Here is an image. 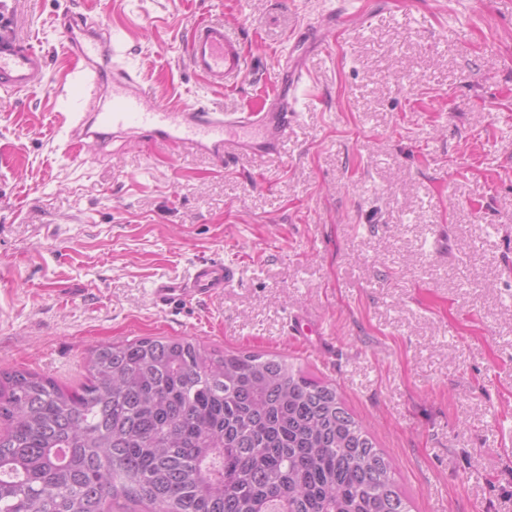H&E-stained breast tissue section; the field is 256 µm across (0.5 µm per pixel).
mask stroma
<instances>
[{
	"label": "stroma",
	"instance_id": "35a3bbf8",
	"mask_svg": "<svg viewBox=\"0 0 512 512\" xmlns=\"http://www.w3.org/2000/svg\"><path fill=\"white\" fill-rule=\"evenodd\" d=\"M70 0H6L46 55L0 95V370L62 384L87 350L144 336L279 353L335 383L411 512H512V0H85L152 99L238 112L309 73L281 153L215 167L143 138L64 153L87 97ZM236 31L248 70L215 90L184 43ZM236 263L223 294L159 305L162 281ZM325 334L291 335L295 318Z\"/></svg>",
	"mask_w": 512,
	"mask_h": 512
}]
</instances>
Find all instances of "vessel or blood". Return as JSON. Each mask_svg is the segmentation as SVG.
<instances>
[{
	"label": "vessel or blood",
	"mask_w": 512,
	"mask_h": 512,
	"mask_svg": "<svg viewBox=\"0 0 512 512\" xmlns=\"http://www.w3.org/2000/svg\"><path fill=\"white\" fill-rule=\"evenodd\" d=\"M75 55L83 62L84 88L90 89L93 97L105 95L110 99L108 107L93 106L73 113L66 150L75 158L88 143L128 132L145 134L148 144L176 152L190 149L206 153L219 168L242 149L258 157L277 154L297 118L296 93L307 76L299 60L289 59L287 90L277 91L259 108L229 113L151 100L137 75L115 63L111 38L89 35L87 45L78 46ZM185 56L191 69L218 90L236 85L247 69L241 41L223 24L205 19L190 33ZM44 70L42 50L15 33L0 4V92L30 90ZM236 275L233 265L205 262L196 266L188 279L161 283L154 294L163 305L209 298L223 293Z\"/></svg>",
	"instance_id": "vessel-or-blood-1"
}]
</instances>
